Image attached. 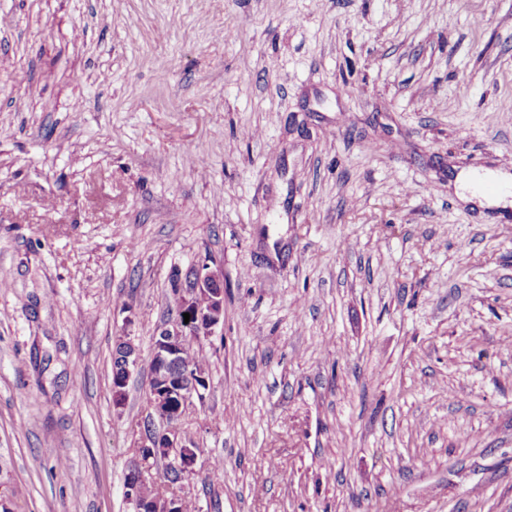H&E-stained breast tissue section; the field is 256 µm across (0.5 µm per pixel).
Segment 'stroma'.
<instances>
[{"mask_svg": "<svg viewBox=\"0 0 512 512\" xmlns=\"http://www.w3.org/2000/svg\"><path fill=\"white\" fill-rule=\"evenodd\" d=\"M510 155L512 0H0V499L132 512L205 262L195 512H512ZM509 182V174L505 169L484 171L479 173L472 170L461 171L456 177L457 189L461 199L470 201L477 198L482 207L506 208L508 194L487 192V184H504ZM174 289L183 297L181 314H190V319L185 325H192L196 335L188 333L184 340V354L186 360L194 366L201 367L203 371L190 369L180 375L175 372V366L179 364L181 356V341L185 335L183 321L178 317L181 308V296L172 290V302L175 305L177 316L172 322L160 327L156 336H153L152 362L158 373L166 376L165 383L148 391L149 407L156 412L157 417L164 424L160 431H148L145 433L128 466V472L124 484V495L131 505L139 507V485L142 481L152 476L153 465L163 460L170 464L182 477L192 475L198 458L193 446L186 443L179 433L175 420L163 413L161 407L168 397L178 395L180 407L178 413L197 400L204 402V391L208 388L206 366L192 346V340L198 336L208 337L215 333L216 327L224 319V279L210 270L205 264L198 266L192 272L188 284L185 280L183 286L181 279L174 284ZM187 378L189 382L185 381ZM134 325V319L132 316L126 317V328L127 330L123 333L122 339L129 342L132 346L133 350L126 356V364L125 357L123 352V344L118 343L115 349L112 351V360H111V381L113 382L114 378L120 374L123 370V376L118 380L119 385L114 386V394H113V403L115 406H120L124 398L120 395L124 393L122 387H125L134 371V369L138 365V356L136 354L135 348L132 345L129 339H132L129 328ZM125 364V366H124Z\"/></svg>", "mask_w": 512, "mask_h": 512, "instance_id": "35a3bbf8", "label": "stroma"}]
</instances>
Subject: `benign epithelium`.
Listing matches in <instances>:
<instances>
[{
  "label": "benign epithelium",
  "instance_id": "7a95c632",
  "mask_svg": "<svg viewBox=\"0 0 512 512\" xmlns=\"http://www.w3.org/2000/svg\"><path fill=\"white\" fill-rule=\"evenodd\" d=\"M174 289L183 297L181 313L190 314L189 324L194 327L196 335H213L224 319V279L203 264L194 269L188 284L178 281ZM184 335L183 320L177 318L160 327L153 340L152 362L157 372L164 373L166 379L164 384L148 391V402L164 424V429L150 431L142 436L128 466L124 495L136 507L139 506V485L151 476V469L156 462L165 461L183 477L195 472L197 451L184 441L175 420L161 410L167 398L175 394L178 395L182 409L196 401L202 403L205 399L208 378L204 372H175ZM137 365L138 356L133 350L126 356L123 376L118 380V385L114 386V405L122 404L123 387L127 385ZM181 506L182 496L176 493L155 502L152 512H181Z\"/></svg>",
  "mask_w": 512,
  "mask_h": 512
}]
</instances>
